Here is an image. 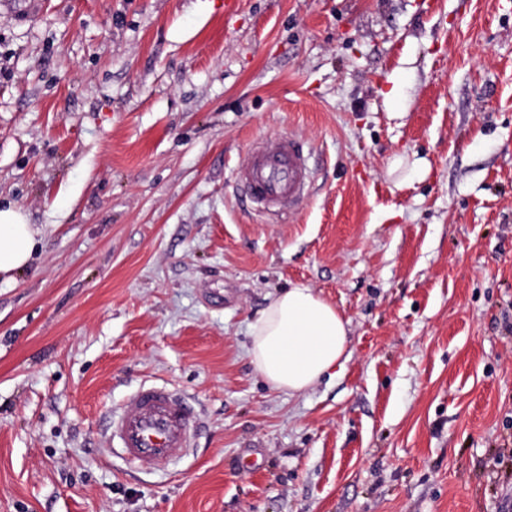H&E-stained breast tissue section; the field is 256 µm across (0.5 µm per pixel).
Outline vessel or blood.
<instances>
[{"mask_svg": "<svg viewBox=\"0 0 512 512\" xmlns=\"http://www.w3.org/2000/svg\"><path fill=\"white\" fill-rule=\"evenodd\" d=\"M313 171L302 145L286 134L253 141L247 161L234 173L237 191L273 215L295 212L309 195ZM109 439L128 465L167 468L193 447V405L179 391L145 384L111 411Z\"/></svg>", "mask_w": 512, "mask_h": 512, "instance_id": "vessel-or-blood-1", "label": "vessel or blood"}]
</instances>
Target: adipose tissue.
<instances>
[{"label": "adipose tissue", "mask_w": 512, "mask_h": 512, "mask_svg": "<svg viewBox=\"0 0 512 512\" xmlns=\"http://www.w3.org/2000/svg\"><path fill=\"white\" fill-rule=\"evenodd\" d=\"M42 243L41 232L19 206L0 205V279L26 269ZM251 364L272 390L308 391L349 358L347 324L312 288L297 285L270 296L250 327Z\"/></svg>", "instance_id": "ef3b65f1"}]
</instances>
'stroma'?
Here are the masks:
<instances>
[{
	"label": "stroma",
	"instance_id": "1",
	"mask_svg": "<svg viewBox=\"0 0 512 512\" xmlns=\"http://www.w3.org/2000/svg\"><path fill=\"white\" fill-rule=\"evenodd\" d=\"M275 133L279 218L233 184ZM7 202L0 512H512V0H0ZM299 284L351 355L290 396L247 349ZM147 381L199 409L166 471L103 428ZM313 171L303 146L291 135L279 134L253 141L247 161L234 173L237 191L257 210L284 215L295 212L309 195ZM19 206L0 204V280L9 282L26 269L42 243L41 231Z\"/></svg>",
	"mask_w": 512,
	"mask_h": 512
}]
</instances>
